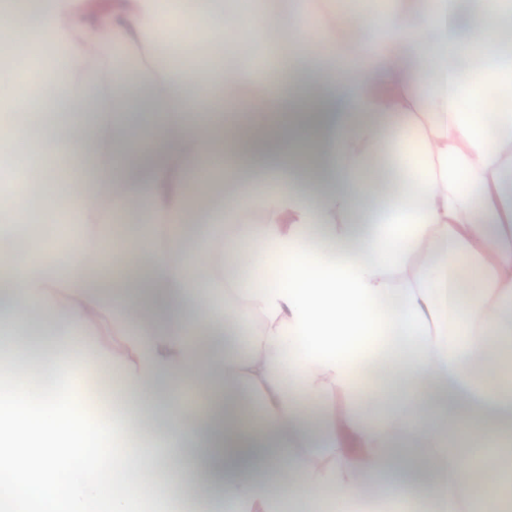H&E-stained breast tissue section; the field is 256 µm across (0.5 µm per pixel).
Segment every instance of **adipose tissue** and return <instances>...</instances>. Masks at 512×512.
<instances>
[{
	"label": "adipose tissue",
	"instance_id": "1",
	"mask_svg": "<svg viewBox=\"0 0 512 512\" xmlns=\"http://www.w3.org/2000/svg\"><path fill=\"white\" fill-rule=\"evenodd\" d=\"M479 3L387 0L325 19L305 0H194L188 16L169 0L101 11L40 0L21 28L0 0V46L29 53L0 116V141L22 147L21 164L0 160V225L28 223L23 181L55 191L56 166L86 175L42 217L81 225L78 258L0 235V345L53 359L97 338L98 366L121 376L109 433L136 418L167 434L116 486L129 449L91 462L85 420L56 395L13 389L0 403V474L14 512H135L166 470L183 477L175 497L202 483L231 512H353L370 496L473 512L462 457L491 429L500 438L474 463L486 486L511 482L512 386L488 382L487 358L512 344V54L494 50L512 0ZM243 27L256 40L225 64L216 49ZM285 46L295 97L266 80ZM258 99L274 120L225 121V101ZM30 112L48 118L35 139L14 121ZM387 147L389 180L372 174ZM215 178L223 206L189 209V192ZM118 214L145 229L140 263L102 292L87 268L107 260ZM186 224L201 233L183 235ZM243 246L249 261L228 264ZM268 256L273 286L253 276ZM464 259L480 273L466 301ZM203 326L246 341L231 356L202 352ZM393 331L395 379L365 404L358 364ZM199 382L211 394L201 410L188 398Z\"/></svg>",
	"mask_w": 512,
	"mask_h": 512
}]
</instances>
